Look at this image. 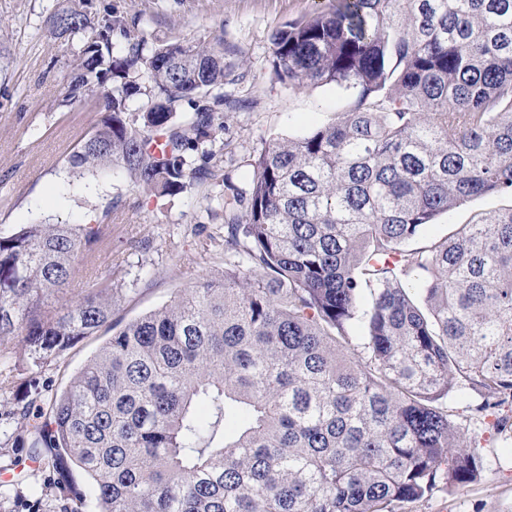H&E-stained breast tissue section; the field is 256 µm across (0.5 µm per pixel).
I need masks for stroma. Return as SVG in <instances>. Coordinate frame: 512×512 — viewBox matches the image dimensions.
<instances>
[{
	"mask_svg": "<svg viewBox=\"0 0 512 512\" xmlns=\"http://www.w3.org/2000/svg\"><path fill=\"white\" fill-rule=\"evenodd\" d=\"M327 0H0V230L41 221L84 222L108 210L112 236L95 258L79 260L69 296L81 294L111 267L126 271L123 298L112 320L125 324L167 304L180 290L224 271V225L211 218L214 196L226 188H246L251 155L269 138H288L334 119L347 107L330 86L294 90L271 78L272 32L288 21L323 7ZM75 9L91 23L117 12L148 35L185 44H222L231 67L224 95L232 107L216 114L217 139L232 140L225 157L227 183H204L174 197L133 189L120 168L91 172L68 162L89 135L97 113L62 106L67 75L82 45L81 36L55 34V13ZM512 206L508 194L469 200L452 216L439 217L427 237L447 235L456 225ZM148 241L144 251L129 240ZM112 334L102 328L69 349L42 377L60 390L72 374ZM479 396L462 390L448 407L456 423L477 440L484 477L455 492L397 507L396 512H512V433L498 432L497 416L512 418V405L476 414ZM0 476L7 493L0 512H52L62 481L44 475L15 435L0 434ZM46 485L32 500L33 483Z\"/></svg>",
	"mask_w": 512,
	"mask_h": 512,
	"instance_id": "obj_1",
	"label": "stroma"
}]
</instances>
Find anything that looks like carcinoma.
Masks as SVG:
<instances>
[{
	"mask_svg": "<svg viewBox=\"0 0 512 512\" xmlns=\"http://www.w3.org/2000/svg\"><path fill=\"white\" fill-rule=\"evenodd\" d=\"M53 24L83 35L66 104L115 79L71 166L156 196L218 177L223 52L112 14ZM271 44L276 80L351 103L266 143L248 187L216 199L222 274L114 331L62 391L31 379L40 418L0 410L41 470L88 476L95 512H395L482 476L451 393L478 391L480 413L512 402V208L409 246L512 194V0H328ZM108 216L0 231V345L23 337L29 368L110 324L124 270L63 296ZM511 206L512 197L508 194L487 195L473 198L458 208L449 219L446 216L439 217L436 220V224L427 228L426 236L428 238L442 237L455 228L456 224H468L481 214L510 208Z\"/></svg>",
	"mask_w": 512,
	"mask_h": 512,
	"instance_id": "carcinoma-1",
	"label": "carcinoma"
}]
</instances>
